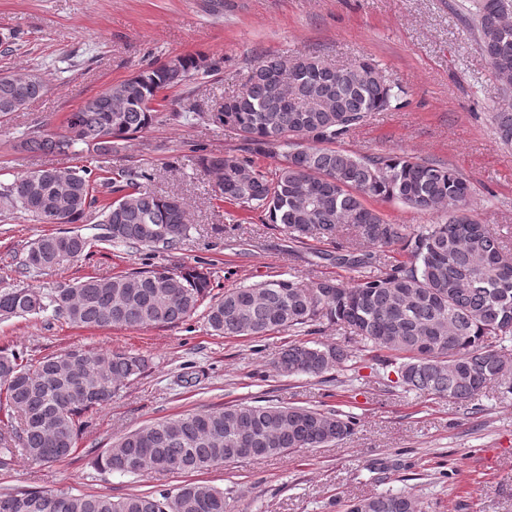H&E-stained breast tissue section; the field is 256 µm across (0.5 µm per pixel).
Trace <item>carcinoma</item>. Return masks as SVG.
<instances>
[{
    "instance_id": "1",
    "label": "carcinoma",
    "mask_w": 512,
    "mask_h": 512,
    "mask_svg": "<svg viewBox=\"0 0 512 512\" xmlns=\"http://www.w3.org/2000/svg\"><path fill=\"white\" fill-rule=\"evenodd\" d=\"M470 21L482 54L499 82L501 106L492 113L499 140L512 147V0H475ZM217 71L205 58L176 56L108 85L69 114L67 133L33 131L21 147L73 154L76 146L99 155L118 151L157 118L160 91ZM46 85L32 71L0 73V122L43 96ZM398 99L372 59L342 66L316 56L288 60L266 56L238 90L224 96L213 121L237 133L255 150L279 148L285 163L269 177L237 154H203L201 171L215 178L216 199L264 213L288 237L333 242L341 230L336 263L360 272L346 283L297 276L228 290L203 311L215 334L263 336L297 333L325 318L350 330L367 347L387 352L401 385L427 395L470 402L493 384L512 379V247L491 234L467 209L470 182L445 164L388 153L361 155L336 141ZM149 168L119 169L110 176L87 167L27 172L0 182V205L50 224L47 206L82 223L95 205L97 233L76 231L39 238L20 261L24 270H55L88 248L123 244L170 250L189 236L188 205L178 196L148 189ZM397 200L439 217L410 232L366 205V197ZM400 245L408 261L380 274L376 250ZM212 289L203 266L151 269L82 277L47 292L0 289V319L52 310L79 327H146L185 321ZM334 346L294 342L274 362L286 376L322 375L351 361ZM144 358L122 351L71 349L29 363L0 351V398L10 408L0 420V473L27 461L57 463L77 447L89 414L112 400L120 385L140 376ZM352 417L336 409L296 405L233 404L183 414L137 429L107 449L100 466L109 473L147 470L198 472L240 459L249 434L257 456L317 448L352 431ZM0 512H227L224 492L189 482L174 493L107 495L25 489L0 494ZM348 512H416L412 497L382 492L358 499Z\"/></svg>"
}]
</instances>
